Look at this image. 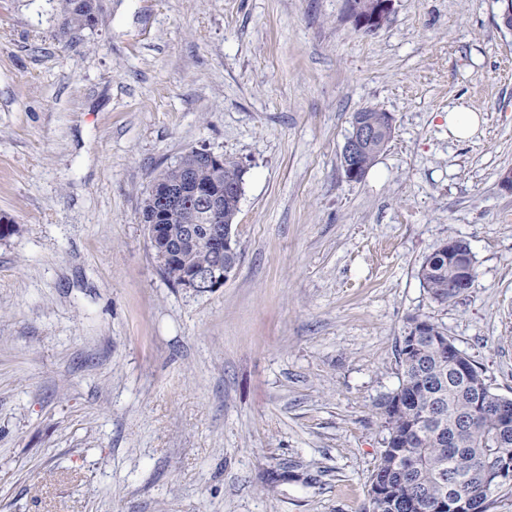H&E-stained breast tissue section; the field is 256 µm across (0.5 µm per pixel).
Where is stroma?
<instances>
[{"label":"stroma","instance_id":"stroma-1","mask_svg":"<svg viewBox=\"0 0 512 512\" xmlns=\"http://www.w3.org/2000/svg\"><path fill=\"white\" fill-rule=\"evenodd\" d=\"M501 0H0V512H362L409 316L512 398V32ZM482 112L468 142L448 108ZM392 117L362 180L353 115ZM245 169L196 293L142 210L189 149ZM475 257L435 302L419 270ZM393 0H359L351 4L352 14L359 29H377L391 10ZM454 238L449 239L448 243L443 244L434 252L435 258L439 259L444 257V249L448 247V256L445 259H440V263L433 260L430 254L420 269V278L427 288L431 297L440 304H448L462 296L467 288H455L454 282L457 278L456 265L454 262H449L452 259L458 265V275L461 283H468L474 275L473 268V255L471 250L466 244L459 241H452ZM460 245V246H459ZM443 246V247H442ZM459 246V248H457Z\"/></svg>","mask_w":512,"mask_h":512}]
</instances>
